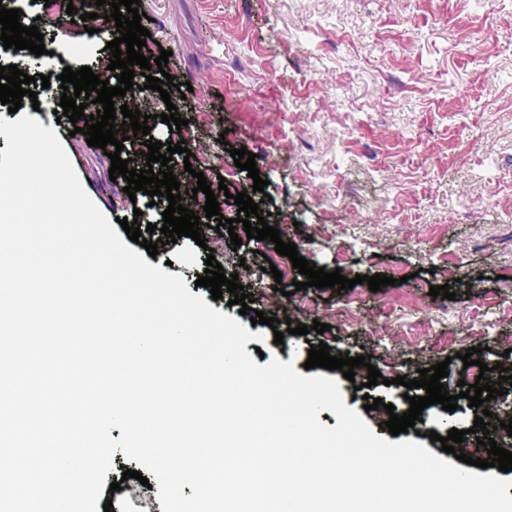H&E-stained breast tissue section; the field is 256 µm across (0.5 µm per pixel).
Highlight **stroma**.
<instances>
[{"mask_svg": "<svg viewBox=\"0 0 512 512\" xmlns=\"http://www.w3.org/2000/svg\"><path fill=\"white\" fill-rule=\"evenodd\" d=\"M68 0H14L24 26L38 25L52 50L53 87L64 67L99 71L112 56L105 42L71 34L56 43L50 11ZM150 41L144 56L168 50L167 72L192 90L181 101L188 125L171 132L159 116L167 107L152 90L139 92L136 109L152 116L154 140L200 143L192 159L174 154L175 170L192 165L218 195L224 216L234 193L247 190L284 242L302 257L343 276L384 273L393 286L368 284L339 291L294 290L299 273L269 241L243 239L202 228L205 245L188 237L157 255L156 266L182 276L195 294L207 256L237 274L254 309L278 318L277 327L253 325L265 361L302 370L310 346L326 343L332 355L368 353L382 384L369 396L410 407L396 376L448 361L444 384L458 408L424 409L408 440L442 453L450 429L471 428L477 407L459 395V381L474 383L478 366L460 355L483 346V361L512 369V0H141ZM59 97L38 95L21 113L53 126L88 196L108 218L137 217L161 224L163 208L148 198L129 199L124 180H110L102 149L73 134L68 117H56ZM247 148L267 180L255 191L231 149ZM281 271L274 280L265 263ZM275 270V271H276ZM449 285L455 299L432 297ZM329 324V331L290 335L288 323ZM284 332L283 345L274 342ZM336 380L345 405L371 430L387 421L385 406L364 410L353 379L312 368ZM439 435L430 441L429 432Z\"/></svg>", "mask_w": 512, "mask_h": 512, "instance_id": "stroma-1", "label": "stroma"}]
</instances>
